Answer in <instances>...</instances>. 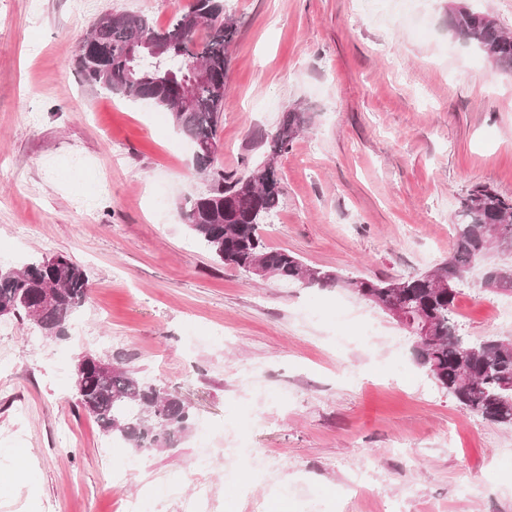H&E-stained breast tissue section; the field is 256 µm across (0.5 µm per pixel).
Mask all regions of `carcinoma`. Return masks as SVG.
<instances>
[{
    "label": "carcinoma",
    "instance_id": "1",
    "mask_svg": "<svg viewBox=\"0 0 512 512\" xmlns=\"http://www.w3.org/2000/svg\"><path fill=\"white\" fill-rule=\"evenodd\" d=\"M455 33L477 48L495 68L512 72V34L486 12L456 7ZM237 25L224 0H192L165 27L144 14L116 12L99 17L84 38L78 56L83 80L113 95L152 104L168 112L192 143L197 169L208 188L185 200V224L212 256L256 277L322 287L344 282L357 296H373L377 306L405 304L403 328L422 343L426 370L458 404L487 420L512 428V338L473 340L460 333L454 308L460 286L487 268L486 244L498 242L512 256V198L478 184L461 198L453 223V252L429 272L399 279L347 280L335 272L305 265L296 255L268 247L260 226L278 210L282 185L279 159L307 126L305 112H287L266 137L273 165H253L237 178L213 166L211 147L218 143L224 106L228 57ZM198 65L206 73L196 78ZM193 104L185 106V96ZM486 291L512 294V264H499ZM89 298L84 268L68 254L34 259L22 269L0 268V317L24 316L49 340H60ZM430 333L418 335L420 325ZM115 367L85 354L78 358L73 384L78 406L92 415L110 438L146 455L173 448L194 426L185 401L130 368L119 356Z\"/></svg>",
    "mask_w": 512,
    "mask_h": 512
}]
</instances>
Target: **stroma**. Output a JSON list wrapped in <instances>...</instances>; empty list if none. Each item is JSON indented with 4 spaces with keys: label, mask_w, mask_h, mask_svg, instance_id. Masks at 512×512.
<instances>
[{
    "label": "stroma",
    "mask_w": 512,
    "mask_h": 512,
    "mask_svg": "<svg viewBox=\"0 0 512 512\" xmlns=\"http://www.w3.org/2000/svg\"><path fill=\"white\" fill-rule=\"evenodd\" d=\"M189 0H0V265L69 254L89 299L84 334L0 328V512H512V429L440 390L414 340L340 287L260 279L218 263L181 217L207 183L161 109L94 89L76 66L96 17L127 11L164 26ZM512 31V0H226L228 49L215 165L240 175L294 107L309 122L279 160L283 195L261 235L346 277L426 272L453 248L458 202L478 184L512 197V73L493 71L449 27L453 7ZM38 124H29V113ZM90 158L80 177L68 160ZM108 182L91 213L75 195ZM479 280L454 310L463 334L512 336ZM85 352L178 392L195 415L177 447L148 455L111 440L76 402ZM217 448L265 458L201 463ZM127 469L108 482L100 449ZM26 468L31 477L13 482ZM169 475L180 497L142 499Z\"/></svg>",
    "instance_id": "35a3bbf8"
}]
</instances>
